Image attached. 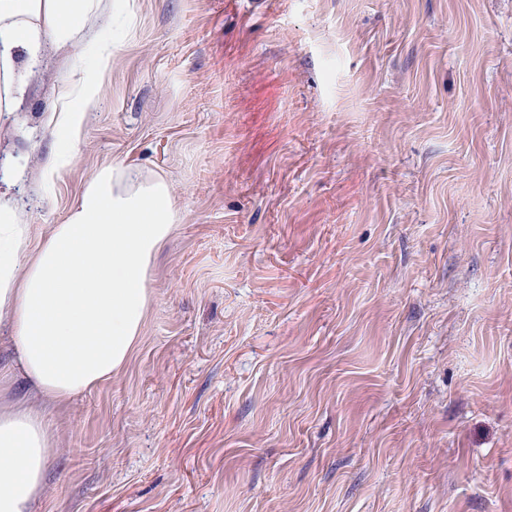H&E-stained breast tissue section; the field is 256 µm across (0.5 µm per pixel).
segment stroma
I'll return each mask as SVG.
<instances>
[{
    "mask_svg": "<svg viewBox=\"0 0 512 512\" xmlns=\"http://www.w3.org/2000/svg\"><path fill=\"white\" fill-rule=\"evenodd\" d=\"M37 231L166 176L126 368L52 413L33 512H512V0H117ZM53 51L0 158L38 171Z\"/></svg>",
    "mask_w": 512,
    "mask_h": 512,
    "instance_id": "35a3bbf8",
    "label": "stroma"
}]
</instances>
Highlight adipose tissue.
Here are the masks:
<instances>
[{
  "mask_svg": "<svg viewBox=\"0 0 512 512\" xmlns=\"http://www.w3.org/2000/svg\"><path fill=\"white\" fill-rule=\"evenodd\" d=\"M114 15L112 0H0V116L18 111L46 47L64 50ZM97 44L96 71L73 84L47 116L55 148L41 193L74 159L72 147L112 60ZM178 222L170 182L120 162L83 185L62 223L35 233L17 199L0 191V326L14 356L0 370V512H31L58 448L47 419L119 374L151 310L154 261ZM27 392L13 393L16 381Z\"/></svg>",
  "mask_w": 512,
  "mask_h": 512,
  "instance_id": "adipose-tissue-1",
  "label": "adipose tissue"
}]
</instances>
